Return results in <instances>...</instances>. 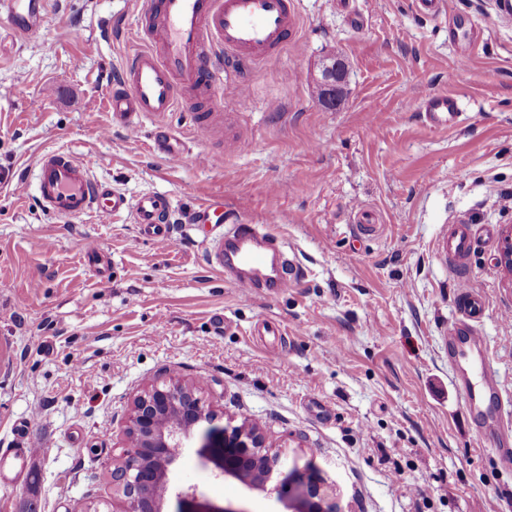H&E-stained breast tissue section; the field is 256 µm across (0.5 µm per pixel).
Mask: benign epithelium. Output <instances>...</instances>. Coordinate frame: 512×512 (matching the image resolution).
Listing matches in <instances>:
<instances>
[{"label": "benign epithelium", "mask_w": 512, "mask_h": 512, "mask_svg": "<svg viewBox=\"0 0 512 512\" xmlns=\"http://www.w3.org/2000/svg\"><path fill=\"white\" fill-rule=\"evenodd\" d=\"M344 59L333 57L323 65L320 83L326 90L340 89L346 78ZM498 263L512 281V228L505 230ZM218 412L205 405L196 389L173 376L153 384L132 404L124 429V446L112 459V499L117 512H166L170 474L195 428L215 421ZM202 447L221 448L213 458L222 476L249 489L277 494L287 512H336L333 488L310 463L281 464L259 429L243 422L222 429L220 438L209 432Z\"/></svg>", "instance_id": "1"}]
</instances>
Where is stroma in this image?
<instances>
[{
	"mask_svg": "<svg viewBox=\"0 0 512 512\" xmlns=\"http://www.w3.org/2000/svg\"><path fill=\"white\" fill-rule=\"evenodd\" d=\"M296 2V36L241 74L249 111L222 103L244 146L196 129L185 106L166 118L188 142L178 165L156 150L154 117L130 139L106 109L139 46L138 0H50L37 34L0 46V449L23 423L49 448L26 479L0 482V512L111 499L128 409L171 374L260 425L288 461L314 463L340 512H512V468L485 450L490 427L465 409L448 361L454 271L437 251L448 225H512V9L453 0L444 22L413 0ZM335 52L348 73L328 109L314 83ZM441 92L461 116L434 130L421 99ZM50 150L91 158L92 177L130 198L167 197L179 247L124 219L46 211L35 163ZM215 150L222 165L206 160ZM219 196L232 219L278 238L304 279L246 296L209 265L223 227L183 215ZM359 207L375 234L354 230ZM89 239L105 248L92 261ZM498 248L481 242L469 273L490 301L481 332L512 447V284ZM199 444L171 473L168 512L186 486L198 489L190 512H278Z\"/></svg>",
	"mask_w": 512,
	"mask_h": 512,
	"instance_id": "obj_1",
	"label": "stroma"
}]
</instances>
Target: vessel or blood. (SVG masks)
Wrapping results in <instances>:
<instances>
[{"mask_svg": "<svg viewBox=\"0 0 512 512\" xmlns=\"http://www.w3.org/2000/svg\"><path fill=\"white\" fill-rule=\"evenodd\" d=\"M47 6L48 0H0V32L14 40L32 35L41 27ZM297 27L295 0H143L136 20L143 46L128 57L108 99L113 123L136 136L143 115L159 118L157 149L169 162H182L188 146L163 125V117L213 92L233 94L242 109H249L248 86L238 79L239 69L271 57L295 36ZM423 106L436 128L454 125L460 115L457 100L446 94L424 97ZM36 179L43 206L56 217L67 221L94 213L108 222L125 214L156 244L173 242L166 197L145 193L128 199L94 181L88 162L71 152L41 154ZM223 210V202L213 198L189 210L185 219L209 224ZM495 235L492 226L461 223L447 227L439 240L441 255L458 272V316L448 326V360L468 367L471 378L462 387L467 409L494 420L500 415L496 400L502 385L475 354L483 341L480 326L489 301L472 288L466 268L477 240ZM210 257L226 265L245 295L259 288L285 291L302 278L299 266L277 263L273 241L255 224L230 221Z\"/></svg>", "mask_w": 512, "mask_h": 512, "instance_id": "b4317fda", "label": "vessel or blood"}]
</instances>
